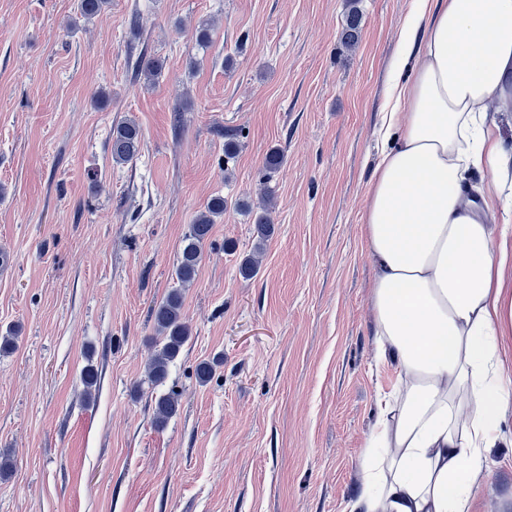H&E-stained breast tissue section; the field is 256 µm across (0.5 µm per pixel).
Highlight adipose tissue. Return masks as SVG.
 Returning <instances> with one entry per match:
<instances>
[{
    "mask_svg": "<svg viewBox=\"0 0 512 512\" xmlns=\"http://www.w3.org/2000/svg\"><path fill=\"white\" fill-rule=\"evenodd\" d=\"M367 185L377 365L397 363L364 442L357 512H467L512 383V153L490 107L512 112V0H416ZM494 180L473 196L469 178Z\"/></svg>",
    "mask_w": 512,
    "mask_h": 512,
    "instance_id": "1",
    "label": "adipose tissue"
}]
</instances>
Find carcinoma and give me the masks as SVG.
Returning a JSON list of instances; mask_svg holds the SVG:
<instances>
[{
	"mask_svg": "<svg viewBox=\"0 0 512 512\" xmlns=\"http://www.w3.org/2000/svg\"><path fill=\"white\" fill-rule=\"evenodd\" d=\"M107 7V0H80L79 15L85 22L97 18ZM163 70V61L159 58H148L136 64L135 76L147 84L155 83ZM142 132L140 126L133 120L126 119L112 126L111 153L112 160L117 164H125L136 160L140 153ZM284 163L282 152L273 148L266 155L263 170L264 178L269 180ZM224 198L212 197L205 210L196 216L193 224L189 225L188 233L183 240L179 253L175 275L179 288L170 291L167 296L154 307L153 318L156 332L164 337L163 346L155 351L146 363L148 376L156 383L165 380L170 364L177 359L182 348L191 337V327L186 321L183 309L182 289L193 281L198 266L202 261L203 250L210 237L212 225L224 214ZM249 212L255 213L254 234L257 243L254 252L240 263V274L248 279L258 272V255L264 243L273 235L275 227L271 219L273 208L272 198L264 196L257 205L244 203ZM178 399L173 395H162L155 403V425L164 426L176 415Z\"/></svg>",
	"mask_w": 512,
	"mask_h": 512,
	"instance_id": "carcinoma-1",
	"label": "carcinoma"
}]
</instances>
